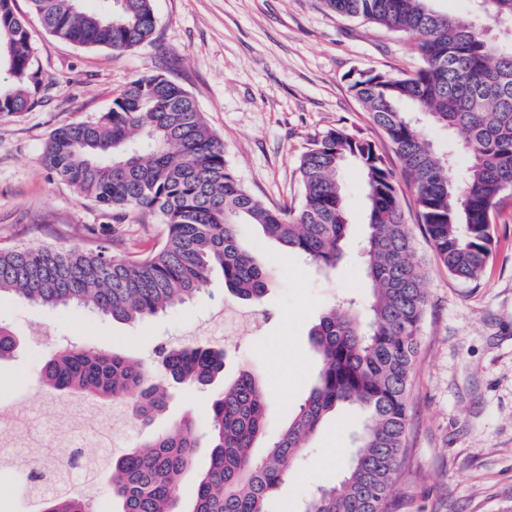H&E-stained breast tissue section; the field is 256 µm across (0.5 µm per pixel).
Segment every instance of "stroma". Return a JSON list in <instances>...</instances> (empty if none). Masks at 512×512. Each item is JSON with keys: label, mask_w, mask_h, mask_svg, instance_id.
<instances>
[{"label": "stroma", "mask_w": 512, "mask_h": 512, "mask_svg": "<svg viewBox=\"0 0 512 512\" xmlns=\"http://www.w3.org/2000/svg\"><path fill=\"white\" fill-rule=\"evenodd\" d=\"M153 6L154 42L120 54L73 46L32 24L44 87L31 111L0 115V248L90 250L104 244L126 257L161 242L166 227L159 217L133 214L112 222L40 163L54 128L108 112L113 97L146 73L165 75L191 94L223 142L235 175L269 206L299 205L300 158L337 126L372 141L389 164H397L391 143L350 90L348 77L357 70L411 71L419 63L414 36L337 16L321 0H154ZM340 178L351 228L347 258L335 270L286 258L256 226L239 225L241 239L272 269L273 280L257 310L261 326L231 341L211 334L214 320L239 305L218 271L188 303L135 324L84 308L52 310L0 297V323L23 339L15 357L0 362V412L29 416L13 428V442L25 446L37 424L46 422L53 425L47 440L61 442L71 434L70 421L83 413L69 395L38 383L37 356L67 345L116 351L143 361L159 378L158 349L191 342L223 350L222 378L178 389L148 427L132 419L127 403L102 407L112 417L113 453L187 417L205 431L214 390L249 369L261 374L268 397L267 425L254 450L262 455L313 384L311 326L338 300L370 294L360 265L365 188L357 166H346ZM492 235V257L473 282L449 276L422 234L414 236L427 307L406 447L387 512H512V191L499 203ZM361 424V415L348 407L329 415L270 499L268 512H301L318 486L339 482Z\"/></svg>", "instance_id": "stroma-1"}]
</instances>
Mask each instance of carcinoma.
<instances>
[{
	"instance_id": "obj_1",
	"label": "carcinoma",
	"mask_w": 512,
	"mask_h": 512,
	"mask_svg": "<svg viewBox=\"0 0 512 512\" xmlns=\"http://www.w3.org/2000/svg\"><path fill=\"white\" fill-rule=\"evenodd\" d=\"M14 0H0V113L38 104L42 74L28 21ZM41 28L85 49L126 52L153 41V0H28ZM341 16L417 37L420 63L402 75L359 73L350 90L391 142L400 173L374 144L343 127L325 132L302 155L300 206L275 208L251 195L224 158V146L193 97L179 84L147 74L128 83L101 116L53 129L41 163L49 175L114 215L156 214L162 244L134 257L94 250L0 248V295L50 308L83 307L133 323L185 303L222 271L228 292L262 306L270 269L237 233L253 224L284 255L330 271L344 259L349 231L337 173L355 161L367 198L362 266L368 301L331 306L309 331L316 378L291 423L264 455H253L266 424L261 378L243 370L215 390L208 430L185 419L114 456L69 448L28 467L33 512H97L86 486L107 477L118 512H179L178 490L195 449H210L190 512H268L270 495L304 455L326 415L339 406L364 415L350 465L339 484L323 486L303 512H387L408 421V390L426 309L413 260L397 177L414 189L419 222L436 259L452 277L480 278L492 255L491 226L501 195L512 190V51H500L469 17L435 10L430 0H322ZM483 21L512 18V0H481ZM433 127L459 129L463 142L437 153L401 106ZM467 158L457 177V156ZM20 339L0 324V361ZM168 382L151 380L146 364L95 349L62 347L38 359V382L95 405L122 401L145 425L168 405V383L209 385L224 354L187 344L159 350Z\"/></svg>"
}]
</instances>
